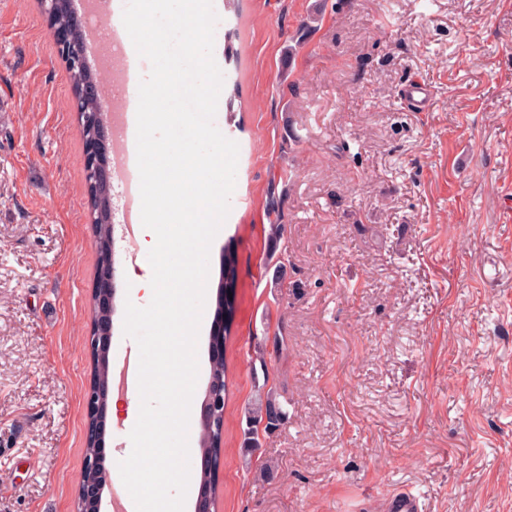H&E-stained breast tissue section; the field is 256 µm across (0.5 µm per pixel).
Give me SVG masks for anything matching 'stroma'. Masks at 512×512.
Here are the masks:
<instances>
[{
  "label": "stroma",
  "instance_id": "1",
  "mask_svg": "<svg viewBox=\"0 0 512 512\" xmlns=\"http://www.w3.org/2000/svg\"><path fill=\"white\" fill-rule=\"evenodd\" d=\"M214 51L239 145L210 284H232L217 512H512V0H230ZM434 91L428 111L398 92ZM0 512H75L90 295L85 144L37 0H0ZM284 225L277 249L268 227ZM115 363L138 362L123 334ZM286 411L245 461L252 366ZM105 427L110 484L132 450ZM401 94L406 106L414 112H424L430 106L431 88L422 80L407 81L401 89ZM385 512H423V504L419 497L405 489L389 493L383 502Z\"/></svg>",
  "mask_w": 512,
  "mask_h": 512
}]
</instances>
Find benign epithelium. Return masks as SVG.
<instances>
[{"instance_id": "obj_1", "label": "benign epithelium", "mask_w": 512, "mask_h": 512, "mask_svg": "<svg viewBox=\"0 0 512 512\" xmlns=\"http://www.w3.org/2000/svg\"><path fill=\"white\" fill-rule=\"evenodd\" d=\"M41 13L50 19L62 13L72 11L71 0H38ZM51 34L61 44L62 52L68 56L71 69L84 70L88 66L85 30L71 32L64 28H53ZM102 110H93L83 114L79 122L95 128L100 135L101 143L108 144L109 138ZM87 192L93 193L104 186L107 197H112V173L109 154L103 152L98 144L88 145L86 157ZM117 294L114 263L107 262L98 270L92 288V324L88 337V350L93 358H100L103 364L102 373H93L92 381L85 393L87 410L86 446L92 452L84 457L78 491V506L88 504L91 512H101L102 493L106 486V475L102 462L95 448L104 445L103 423L106 419L108 399L112 389V314ZM224 334V318L218 317L211 330L209 354L211 360L221 361L224 358V346L220 343V335ZM200 423L208 431L224 434V377L212 373L208 380L204 399L201 404Z\"/></svg>"}]
</instances>
